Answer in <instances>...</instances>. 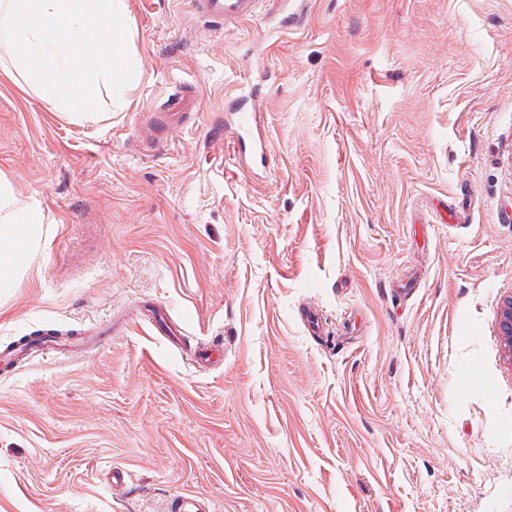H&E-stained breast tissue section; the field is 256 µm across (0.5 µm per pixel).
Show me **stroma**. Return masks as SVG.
<instances>
[{"instance_id":"obj_1","label":"stroma","mask_w":512,"mask_h":512,"mask_svg":"<svg viewBox=\"0 0 512 512\" xmlns=\"http://www.w3.org/2000/svg\"><path fill=\"white\" fill-rule=\"evenodd\" d=\"M127 6L142 76L99 123L0 74V178L46 215L0 353L121 326L0 363V512H512V0H306L295 27L261 0L218 32ZM182 81L200 107L154 149ZM497 321L503 354L512 364V295L501 302L497 313Z\"/></svg>"}]
</instances>
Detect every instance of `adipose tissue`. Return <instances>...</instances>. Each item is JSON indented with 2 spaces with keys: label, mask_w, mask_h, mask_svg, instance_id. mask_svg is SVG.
<instances>
[{
  "label": "adipose tissue",
  "mask_w": 512,
  "mask_h": 512,
  "mask_svg": "<svg viewBox=\"0 0 512 512\" xmlns=\"http://www.w3.org/2000/svg\"><path fill=\"white\" fill-rule=\"evenodd\" d=\"M44 222L38 205L17 206L10 183L0 181V289L13 287L26 272L31 253L41 246Z\"/></svg>",
  "instance_id": "1"
}]
</instances>
